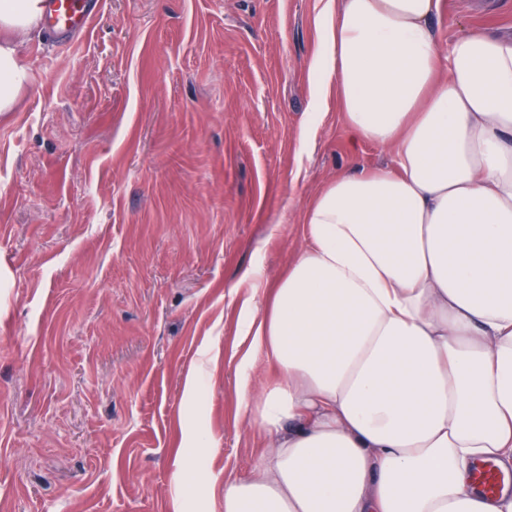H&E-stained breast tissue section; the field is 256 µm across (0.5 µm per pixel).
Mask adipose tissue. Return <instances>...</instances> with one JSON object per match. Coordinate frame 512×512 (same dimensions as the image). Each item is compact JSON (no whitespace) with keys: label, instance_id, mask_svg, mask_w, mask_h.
Instances as JSON below:
<instances>
[{"label":"adipose tissue","instance_id":"obj_1","mask_svg":"<svg viewBox=\"0 0 512 512\" xmlns=\"http://www.w3.org/2000/svg\"><path fill=\"white\" fill-rule=\"evenodd\" d=\"M438 8L326 0L312 107L335 90L353 142L394 161L323 188L245 308L237 390L265 443L224 512H512L473 476L512 469V38L442 44ZM44 9L0 0V112ZM260 356L278 377L258 389Z\"/></svg>","mask_w":512,"mask_h":512}]
</instances>
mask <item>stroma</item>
<instances>
[{
  "mask_svg": "<svg viewBox=\"0 0 512 512\" xmlns=\"http://www.w3.org/2000/svg\"><path fill=\"white\" fill-rule=\"evenodd\" d=\"M322 7L103 0L71 47L24 37L31 82L0 114V512H171L180 471L182 512H224L264 445L241 274L279 277L315 194L391 160L335 96L311 108ZM435 24L511 35L512 0H441Z\"/></svg>",
  "mask_w": 512,
  "mask_h": 512,
  "instance_id": "stroma-1",
  "label": "stroma"
}]
</instances>
